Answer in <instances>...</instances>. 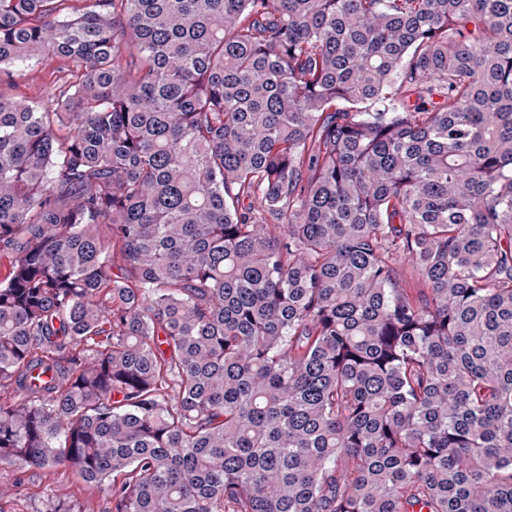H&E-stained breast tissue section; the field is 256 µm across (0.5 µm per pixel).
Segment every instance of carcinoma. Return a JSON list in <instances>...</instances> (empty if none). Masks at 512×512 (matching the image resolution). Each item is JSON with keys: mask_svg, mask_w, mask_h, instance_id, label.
<instances>
[{"mask_svg": "<svg viewBox=\"0 0 512 512\" xmlns=\"http://www.w3.org/2000/svg\"><path fill=\"white\" fill-rule=\"evenodd\" d=\"M40 56L51 98L0 94V466L512 512V0H0V79Z\"/></svg>", "mask_w": 512, "mask_h": 512, "instance_id": "obj_1", "label": "carcinoma"}]
</instances>
